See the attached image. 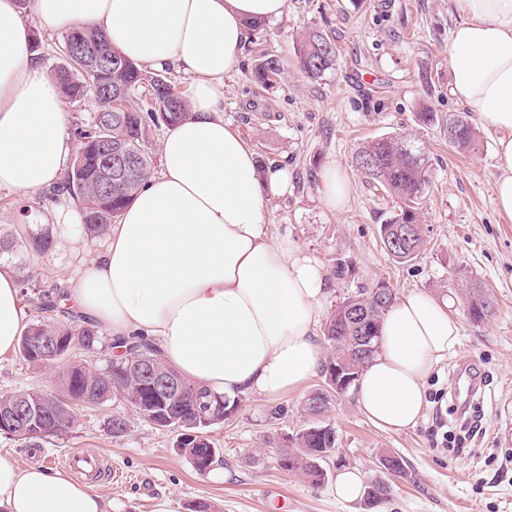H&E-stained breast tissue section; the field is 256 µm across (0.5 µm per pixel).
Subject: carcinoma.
Returning <instances> with one entry per match:
<instances>
[{
	"label": "carcinoma",
	"mask_w": 512,
	"mask_h": 512,
	"mask_svg": "<svg viewBox=\"0 0 512 512\" xmlns=\"http://www.w3.org/2000/svg\"><path fill=\"white\" fill-rule=\"evenodd\" d=\"M81 43L97 51H105L112 61L93 72L86 71L78 61L75 51H67L71 41ZM302 69L312 79L320 78L335 68L338 54L335 42L320 29H311L297 48ZM281 73L280 60L266 56L254 71V80L261 86L273 84ZM54 77L61 91L72 102L88 97L98 105L92 125L79 131L80 146L71 169L63 180L52 187L47 198L76 197L85 205L87 232L94 236L104 235L112 222L119 218L124 207L140 188L151 172V158L142 149V130L150 120L172 127L188 115V104L175 92V85L160 74L148 76L139 65L114 48L98 29L74 27L63 36L62 59L55 66ZM148 84V94L155 110L146 114L133 105L109 113L111 91L116 87L127 90V96ZM475 139L472 124L461 115L448 116V143L467 151ZM120 148L124 157L131 161L135 170L123 181H105V157L111 148ZM355 166L372 178L378 187L394 195L402 202L400 213L381 225L380 232L385 249L397 262L408 263L416 259L424 246L425 237L415 231L410 239L401 237L404 228L419 225V205L429 183V170L420 147L406 136L399 134L379 136L357 149L353 156ZM53 245V238L45 231L31 237L27 249L41 255ZM64 292L58 288L40 295L39 308L52 312L59 308ZM395 301V294L385 285L362 289L350 295L336 307L324 328V337L332 348V355L322 369L324 384L338 394L346 393L336 388L332 368L346 366L353 371V381H358L364 367L378 352L377 332L382 319ZM470 318L483 323L494 313L493 298L482 290H475L467 299ZM62 338L69 351L92 352L102 343L101 328L89 320L66 325L47 320L30 324L19 342L21 356L31 365L39 367L44 346ZM138 354L159 357V348L145 339H138L126 346L125 353L106 360L102 374L94 376L79 361L68 363L59 378V394L49 396L38 391H24L0 396V412L21 411L32 408L38 415L5 432L15 434L30 442H37L49 435L68 428L75 417V407L87 404H103L113 399L124 401L123 392L132 381L126 367L130 358ZM187 394L172 404L171 419L198 421L195 431L203 438L193 446L192 454L200 457L193 462L199 472L212 466L219 455L205 429L224 421V411L237 403L211 396L207 389L185 382ZM336 451V433L328 425H314L295 439L294 447L280 452L279 466L302 472L312 483L324 481L322 464ZM390 487L382 480L370 482L365 489V500H384Z\"/></svg>",
	"instance_id": "carcinoma-1"
}]
</instances>
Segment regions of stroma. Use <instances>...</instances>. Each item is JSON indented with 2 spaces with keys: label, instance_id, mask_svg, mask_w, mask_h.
Here are the masks:
<instances>
[{
  "label": "stroma",
  "instance_id": "1",
  "mask_svg": "<svg viewBox=\"0 0 512 512\" xmlns=\"http://www.w3.org/2000/svg\"><path fill=\"white\" fill-rule=\"evenodd\" d=\"M459 20L448 0H287L282 17L250 31L241 63L224 85L225 121L252 146L261 167L288 169L291 187L267 202L266 218L273 232H289L325 267L327 311L357 289L380 283L398 296L417 290L449 299L460 343L428 377V405L416 426L379 428L350 393L329 396L322 415H309L307 399L324 387L318 376L276 400L239 397L233 415L208 430L220 460L202 473L177 454V431L116 401L78 408L69 428L35 445L1 432L0 458L43 467L78 450L98 455L111 474L93 479L91 487L111 501L112 512H155L163 500L173 512H193L202 503L209 512H512V221L494 204L497 132L477 130L475 148L466 153L448 142V117L463 110L450 93L448 64L450 34ZM312 28L331 34L340 51L335 69L318 80L306 77L295 53ZM268 54L278 56L284 70L265 90L251 76ZM424 108L434 112V123L418 122ZM394 133L414 139L431 170L420 212L425 247L405 264L387 254L380 236L395 198L353 163L366 141ZM331 163L347 172L352 185L339 214L321 201V173ZM30 202V196L0 191V233L20 243L0 263L37 273L33 284L21 288L32 322L41 316L38 290L70 288L79 261L92 258L99 240L87 235L75 252L55 249L33 260L22 243L43 231L50 215L48 206ZM479 287L492 294L495 314L476 325L466 293ZM463 361L477 367L483 380L475 432L450 398ZM61 370L58 364L32 366L16 351L0 355V395L56 392ZM115 416L129 421L119 436L109 426ZM315 424L336 432V453L318 487L280 468L273 454ZM386 453L402 458L404 475L381 467ZM345 468L359 470L365 481L387 482L388 499L372 509L361 500H337L332 488Z\"/></svg>",
  "mask_w": 512,
  "mask_h": 512
}]
</instances>
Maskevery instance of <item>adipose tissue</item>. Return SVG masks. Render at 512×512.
<instances>
[{
	"label": "adipose tissue",
	"mask_w": 512,
	"mask_h": 512,
	"mask_svg": "<svg viewBox=\"0 0 512 512\" xmlns=\"http://www.w3.org/2000/svg\"><path fill=\"white\" fill-rule=\"evenodd\" d=\"M452 96L498 132V212L512 220V0H452ZM45 26L99 28L131 60L188 75L190 117L161 142V169L78 268L69 296L113 343L147 337L182 378L212 394L278 398L316 376L330 296L319 260L265 218L287 193L281 167L255 152L222 113L251 22L287 0H30ZM16 0H0V190L35 194L61 180L74 146L58 84L30 47ZM26 319L16 274L0 270V355ZM460 341L448 302L422 292L395 301L378 353L356 389L361 413L399 431L417 424L425 380ZM0 512H112L85 482L0 458Z\"/></svg>",
	"instance_id": "ef3b65f1"
}]
</instances>
